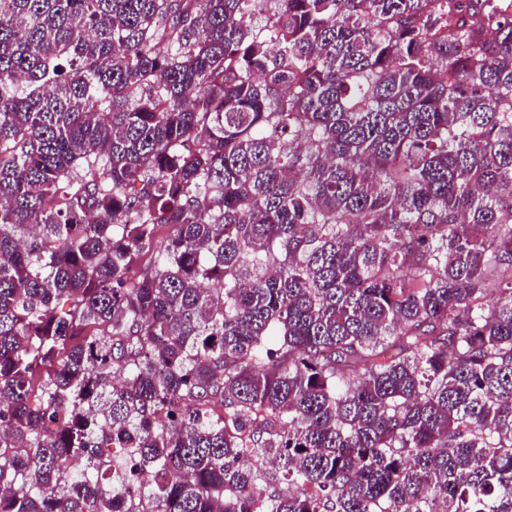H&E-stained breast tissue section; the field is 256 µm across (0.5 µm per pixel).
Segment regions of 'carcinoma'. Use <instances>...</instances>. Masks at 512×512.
Segmentation results:
<instances>
[{"label": "carcinoma", "instance_id": "1", "mask_svg": "<svg viewBox=\"0 0 512 512\" xmlns=\"http://www.w3.org/2000/svg\"><path fill=\"white\" fill-rule=\"evenodd\" d=\"M258 496L512 512V0H0V512Z\"/></svg>", "mask_w": 512, "mask_h": 512}]
</instances>
